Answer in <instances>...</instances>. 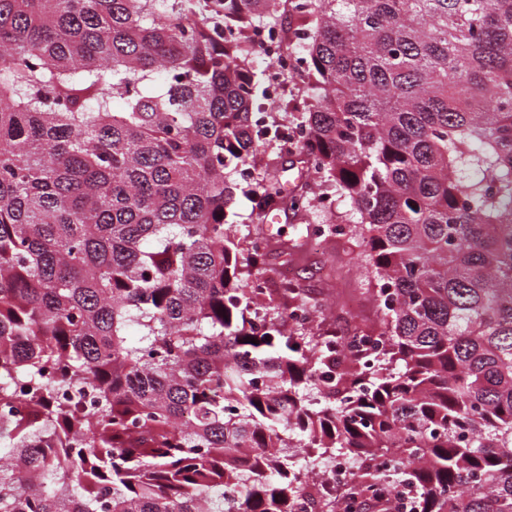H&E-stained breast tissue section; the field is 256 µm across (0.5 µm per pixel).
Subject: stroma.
I'll return each mask as SVG.
<instances>
[{
    "label": "stroma",
    "mask_w": 512,
    "mask_h": 512,
    "mask_svg": "<svg viewBox=\"0 0 512 512\" xmlns=\"http://www.w3.org/2000/svg\"><path fill=\"white\" fill-rule=\"evenodd\" d=\"M294 156L285 144L271 141L261 146L252 160L255 180L278 176L286 192L308 186L312 197L323 189L316 178L300 174ZM236 237L263 236L268 242L267 257L260 275L268 288H280L289 281L308 297L316 313L304 324L306 334L344 337L360 323L373 324L378 319L373 289L365 269L360 267L356 251L336 243L335 239L312 240L306 234L309 224H332V211L314 205L303 215L261 212L254 196L234 191L227 206Z\"/></svg>",
    "instance_id": "1"
}]
</instances>
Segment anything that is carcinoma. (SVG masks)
Returning <instances> with one entry per match:
<instances>
[{
    "label": "carcinoma",
    "mask_w": 512,
    "mask_h": 512,
    "mask_svg": "<svg viewBox=\"0 0 512 512\" xmlns=\"http://www.w3.org/2000/svg\"><path fill=\"white\" fill-rule=\"evenodd\" d=\"M290 19L298 160L349 206L315 232L381 313L347 339L287 330L289 281L258 325L225 227ZM334 455L353 504L512 512V0H0V512H335ZM308 31L297 30L287 36L273 33L267 29H258L253 33V42L257 51L271 63L267 75V96L269 102H276L279 96V75L282 72L298 70L299 60L293 48L304 42ZM353 467L347 458L337 457L329 459L323 472L319 475L318 480L336 485V483H347L351 480Z\"/></svg>",
    "instance_id": "cac0c4a2"
}]
</instances>
